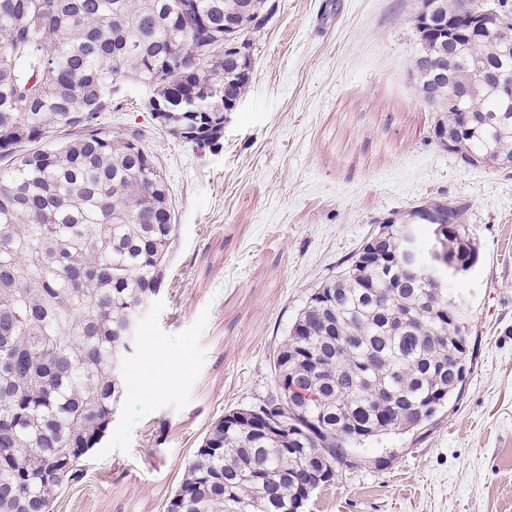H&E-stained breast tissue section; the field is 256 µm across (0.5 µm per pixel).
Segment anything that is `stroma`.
Wrapping results in <instances>:
<instances>
[{"instance_id":"35a3bbf8","label":"stroma","mask_w":512,"mask_h":512,"mask_svg":"<svg viewBox=\"0 0 512 512\" xmlns=\"http://www.w3.org/2000/svg\"><path fill=\"white\" fill-rule=\"evenodd\" d=\"M273 2L219 147L171 135L134 81L101 117L140 136L175 241L112 423L53 510L166 512L211 425L276 391L274 353L314 289L377 225L442 200L466 203L480 248L460 283L464 390L423 427L364 441L305 512H512V169L462 166L433 138L412 72L421 0ZM149 361L161 380L177 364L169 393L143 392Z\"/></svg>"}]
</instances>
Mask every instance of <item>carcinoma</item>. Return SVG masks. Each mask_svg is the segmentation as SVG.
Instances as JSON below:
<instances>
[{"label": "carcinoma", "instance_id": "cac0c4a2", "mask_svg": "<svg viewBox=\"0 0 512 512\" xmlns=\"http://www.w3.org/2000/svg\"><path fill=\"white\" fill-rule=\"evenodd\" d=\"M485 0H427L417 75L435 139L465 166L512 168V9L490 28L462 13ZM268 0H0V512H53L124 392L142 313L159 294L174 237L166 182L134 134L98 119L112 86L153 88L152 116L198 146L219 144L224 111L250 78ZM465 92L438 102L441 68ZM75 138L16 153L57 131ZM467 205L414 207L427 228L411 270L402 223L376 233L314 289L274 357L278 391L205 434L167 512H302L365 439L415 429L459 395L468 323L441 264L465 275L479 248ZM447 217L442 228L433 220Z\"/></svg>", "mask_w": 512, "mask_h": 512}]
</instances>
